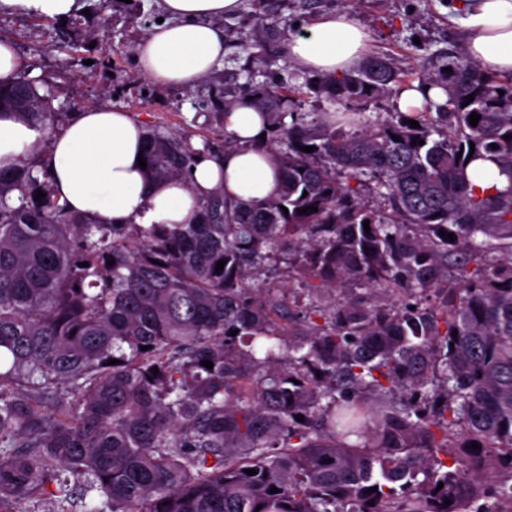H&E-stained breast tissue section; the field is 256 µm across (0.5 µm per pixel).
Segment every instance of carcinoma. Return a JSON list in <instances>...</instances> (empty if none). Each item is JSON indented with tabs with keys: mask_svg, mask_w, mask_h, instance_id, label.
Here are the masks:
<instances>
[{
	"mask_svg": "<svg viewBox=\"0 0 512 512\" xmlns=\"http://www.w3.org/2000/svg\"><path fill=\"white\" fill-rule=\"evenodd\" d=\"M261 3L245 82L206 104L252 98L274 197L231 207L218 191L194 224L114 226L69 210L48 173L0 166V512H512L496 482L512 481V274L479 267L512 240V77L462 51L422 79L444 98L374 120L361 106L405 73L371 56L340 78L274 79L265 43L285 57L289 37ZM319 97L356 111H301ZM3 115L52 130L57 113L18 76L0 82ZM145 145L149 176L169 180L233 141L149 130ZM477 160L508 187L473 185ZM281 262L315 294L359 281L402 303L300 317L286 289L256 283Z\"/></svg>",
	"mask_w": 512,
	"mask_h": 512,
	"instance_id": "1",
	"label": "carcinoma"
}]
</instances>
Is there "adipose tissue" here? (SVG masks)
Masks as SVG:
<instances>
[{
    "mask_svg": "<svg viewBox=\"0 0 512 512\" xmlns=\"http://www.w3.org/2000/svg\"><path fill=\"white\" fill-rule=\"evenodd\" d=\"M166 15L135 48L140 73L157 83L185 89L212 74L225 54L221 18L239 0H162ZM448 19L464 33L467 51L486 70L512 75V0H449ZM370 35L348 13L324 16L308 35L291 38L288 49L302 73L343 75L364 61ZM236 149L200 160L188 180L154 181L137 157L145 132L126 112L94 108L77 114L50 136L45 165L61 200L103 224H190L212 191L231 202L262 201L279 183L273 156L264 146L268 126L249 103L224 116ZM40 131L0 118V165L14 166L42 139Z\"/></svg>",
    "mask_w": 512,
    "mask_h": 512,
    "instance_id": "adipose-tissue-1",
    "label": "adipose tissue"
}]
</instances>
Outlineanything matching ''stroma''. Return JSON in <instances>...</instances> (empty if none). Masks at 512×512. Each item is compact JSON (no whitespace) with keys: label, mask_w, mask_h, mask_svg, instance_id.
<instances>
[{"label":"stroma","mask_w":512,"mask_h":512,"mask_svg":"<svg viewBox=\"0 0 512 512\" xmlns=\"http://www.w3.org/2000/svg\"><path fill=\"white\" fill-rule=\"evenodd\" d=\"M97 2L85 0L86 13L63 25L0 12V34L14 43L22 75L34 80L40 93H52L59 122L104 105L130 112L143 127L177 131L197 144L223 130V111L201 104L205 84L179 89L139 72L133 48L158 19L157 0H108L101 11ZM444 6L445 0H317L314 9L305 10L298 0L275 3L280 25L291 37L306 34L325 14L347 12L369 31L371 54L388 59L412 83L436 69L438 52L464 45ZM254 24V11L247 6L221 21L228 40L219 69L225 89L244 79L246 55L239 43L250 36Z\"/></svg>","instance_id":"stroma-1"}]
</instances>
